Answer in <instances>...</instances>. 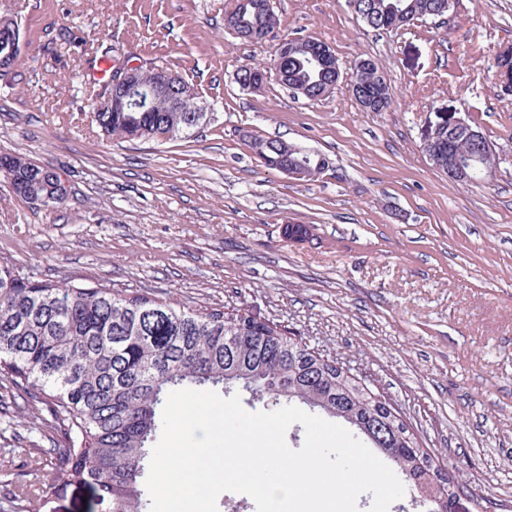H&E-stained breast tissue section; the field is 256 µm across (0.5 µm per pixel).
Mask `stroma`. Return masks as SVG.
<instances>
[{
	"label": "stroma",
	"mask_w": 512,
	"mask_h": 512,
	"mask_svg": "<svg viewBox=\"0 0 512 512\" xmlns=\"http://www.w3.org/2000/svg\"><path fill=\"white\" fill-rule=\"evenodd\" d=\"M229 0H0L29 41L0 77V151L61 173L56 209L20 203L0 180V260L35 281L140 291L242 308L366 377L402 409L465 487L469 512H512V95L494 53L512 44V0H454L446 21L375 31L347 0H274L280 32L327 43L344 75L329 97L294 98L270 71L272 44L224 28ZM57 39L56 52L44 51ZM165 64L214 108L193 134L123 141L92 125L86 87L98 47ZM383 69L393 104L364 110L345 80ZM263 87L239 84L244 65ZM475 114L496 161L454 183L422 150L446 115ZM327 155L298 182L268 169L243 133ZM306 224L289 239L285 227ZM6 487L38 490V432L24 434ZM86 487H59L36 512H94Z\"/></svg>",
	"instance_id": "obj_1"
}]
</instances>
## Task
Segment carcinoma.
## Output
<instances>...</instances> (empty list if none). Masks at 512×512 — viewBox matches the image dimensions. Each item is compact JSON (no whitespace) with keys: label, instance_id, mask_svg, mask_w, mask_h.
<instances>
[{"label":"carcinoma","instance_id":"1","mask_svg":"<svg viewBox=\"0 0 512 512\" xmlns=\"http://www.w3.org/2000/svg\"><path fill=\"white\" fill-rule=\"evenodd\" d=\"M369 13V28L383 31L385 21L428 19L437 0H359ZM239 31L279 27L276 13L257 0H235ZM23 37L11 13L0 15V76L22 64L15 47ZM288 54L274 58L286 89L316 90L330 80L307 44L290 38ZM168 70L141 61L125 112H99L95 122L111 137L134 141L157 130L168 138L187 135L203 125L206 112L169 111V96L153 93V72ZM356 79L391 99L376 62L356 71ZM282 145L277 139L250 136L248 148L263 159ZM453 151L487 180L494 155L485 154L462 135ZM293 163L319 175L330 159L316 151L292 154ZM0 178L16 197L36 204L56 194L55 172L26 157L0 152ZM242 387L271 411L283 402H299L337 420L356 437L386 456L404 475L415 496L438 497L444 512H456L460 486L421 446L400 419L386 412L377 392L366 391L338 362L288 332L275 320L255 323L239 309L163 302L147 293L67 283H33L9 261L0 262V406L20 399L50 442L37 464L51 467L50 482L39 494L15 493L18 512H32L38 495L56 484L89 486L101 512H150L143 486L145 462L162 432V410L170 392L200 386ZM387 428L376 439L377 422Z\"/></svg>","mask_w":512,"mask_h":512}]
</instances>
